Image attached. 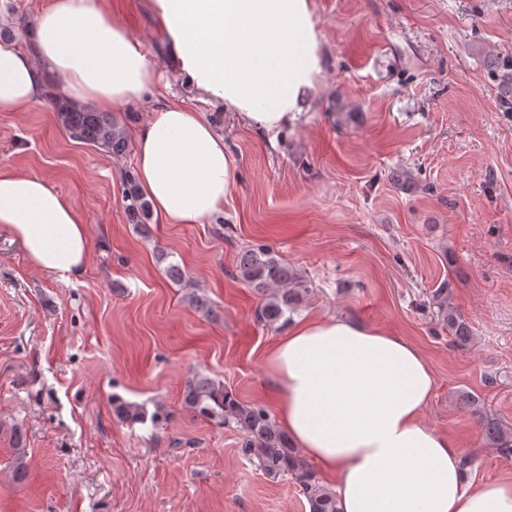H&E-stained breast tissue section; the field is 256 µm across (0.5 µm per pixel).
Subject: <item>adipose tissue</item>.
<instances>
[{
    "mask_svg": "<svg viewBox=\"0 0 512 512\" xmlns=\"http://www.w3.org/2000/svg\"><path fill=\"white\" fill-rule=\"evenodd\" d=\"M181 72L248 125L277 135L323 70L311 0H148ZM32 51L0 43V111L49 88L109 112L142 101L156 63L106 0H51ZM137 184L165 224L219 213L236 172L223 138L174 103L151 107L136 135ZM0 224L35 268L69 279L89 254L85 221L49 180L0 169ZM269 392L292 447L334 480L341 512H512V476L468 483L457 444L423 414L436 380L402 337L348 318L296 319L268 354Z\"/></svg>",
    "mask_w": 512,
    "mask_h": 512,
    "instance_id": "1",
    "label": "adipose tissue"
}]
</instances>
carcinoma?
Segmentation results:
<instances>
[{
  "mask_svg": "<svg viewBox=\"0 0 512 512\" xmlns=\"http://www.w3.org/2000/svg\"><path fill=\"white\" fill-rule=\"evenodd\" d=\"M497 82L499 98L505 111L512 112V55L497 59L491 68ZM57 120L69 137L92 146L102 154L119 157L128 149L125 129L110 112H98L61 99L50 98ZM129 215L137 219L148 214L149 204L134 189L127 194ZM237 277L261 295L256 319L274 328L287 322L286 314L301 301L302 288H293L295 272L264 246L244 247L239 251ZM448 325L454 342L463 348L471 343L469 325L448 305V287L436 289L431 298ZM462 403L481 425L484 438L490 444L512 452V431L489 418L477 395L462 396ZM116 418L130 426L151 422L156 426L170 420V412L160 403L154 411L115 396L112 398ZM183 407L196 417L217 426H234L245 435L240 451L248 459H257L261 468L272 476L290 475L298 483L309 505V512H340L336 494L316 482L309 465L288 443V436L279 428L270 412L260 405H245L224 388V383L206 375L189 378L183 390Z\"/></svg>",
  "mask_w": 512,
  "mask_h": 512,
  "instance_id": "cac0c4a2",
  "label": "carcinoma"
}]
</instances>
